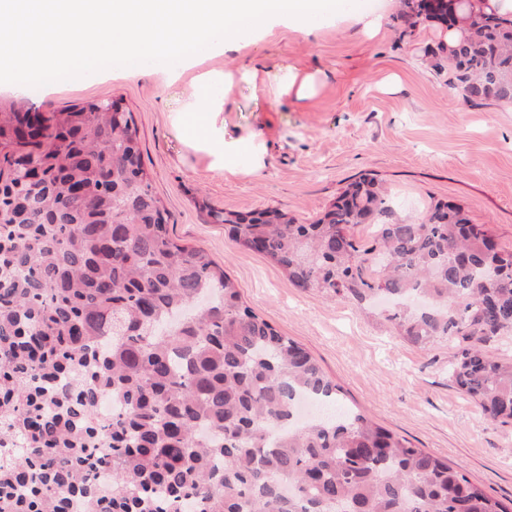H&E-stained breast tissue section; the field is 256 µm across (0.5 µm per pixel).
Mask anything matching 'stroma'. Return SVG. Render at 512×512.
Returning a JSON list of instances; mask_svg holds the SVG:
<instances>
[{
  "mask_svg": "<svg viewBox=\"0 0 512 512\" xmlns=\"http://www.w3.org/2000/svg\"><path fill=\"white\" fill-rule=\"evenodd\" d=\"M398 0H360L305 32L277 26L254 47L271 71L264 87L239 86L217 123L225 140L264 147L260 169L249 157L235 172L212 168L173 123L191 81L88 75L54 88L29 87L17 102L42 112L120 101L134 114L144 166L170 212L180 243L206 250L237 285L241 301L315 358L343 389L340 404L447 459L487 494L512 500V421L490 422L448 377L457 350L445 341L408 342L379 305L332 300L295 287L262 255L237 247L209 210L288 212L307 223L360 175L390 191L391 219L418 223L431 201L460 204L512 249V103L473 108L449 91L448 72L424 60L446 30L424 21L401 34ZM384 12L377 34L355 14ZM313 75L307 99L284 93L280 69Z\"/></svg>",
  "mask_w": 512,
  "mask_h": 512,
  "instance_id": "35a3bbf8",
  "label": "stroma"
}]
</instances>
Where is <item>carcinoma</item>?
I'll list each match as a JSON object with an SVG mask.
<instances>
[{
    "label": "carcinoma",
    "mask_w": 512,
    "mask_h": 512,
    "mask_svg": "<svg viewBox=\"0 0 512 512\" xmlns=\"http://www.w3.org/2000/svg\"><path fill=\"white\" fill-rule=\"evenodd\" d=\"M449 26L448 0H403V31ZM448 88L512 102V19L483 14L448 56ZM362 176L321 217L211 210L241 248L302 289L389 299L411 343L463 340L448 376L490 421L512 420V250L437 200L417 224L385 221ZM375 225L370 246L350 233ZM81 368L75 386L61 378ZM116 400L106 430L100 399ZM308 351L241 302L200 247L177 243L144 168L133 112L112 100L36 112L0 101V512H73L85 448L112 464L87 512H512L464 474L366 415L293 424L297 401L339 402Z\"/></svg>",
    "instance_id": "cac0c4a2"
}]
</instances>
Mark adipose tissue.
I'll return each mask as SVG.
<instances>
[{"label":"adipose tissue","instance_id":"obj_1","mask_svg":"<svg viewBox=\"0 0 512 512\" xmlns=\"http://www.w3.org/2000/svg\"><path fill=\"white\" fill-rule=\"evenodd\" d=\"M267 70L255 58H243L235 71L224 74L208 71L198 75L186 102L176 116L177 125L183 130L189 145L207 150L214 167L232 170L242 153H250L253 164H260L262 157L258 146L240 141H225L224 133L217 125L223 110L224 95L232 94L239 84L257 86L264 81Z\"/></svg>","mask_w":512,"mask_h":512}]
</instances>
